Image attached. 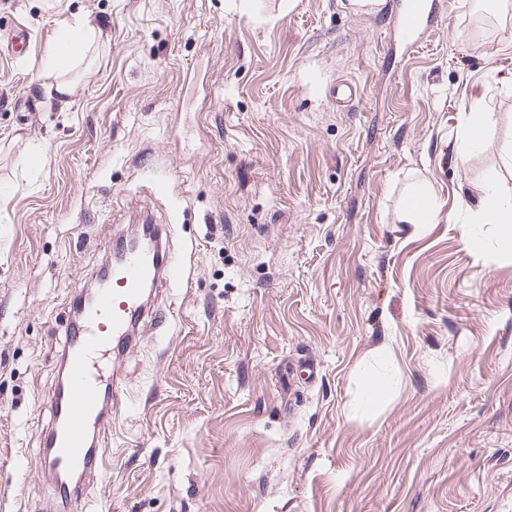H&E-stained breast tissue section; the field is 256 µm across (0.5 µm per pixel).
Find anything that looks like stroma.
I'll use <instances>...</instances> for the list:
<instances>
[{"label":"stroma","mask_w":512,"mask_h":512,"mask_svg":"<svg viewBox=\"0 0 512 512\" xmlns=\"http://www.w3.org/2000/svg\"><path fill=\"white\" fill-rule=\"evenodd\" d=\"M439 2L413 52L389 0H0L31 33L0 55V512L54 496L70 300L143 223L186 275L65 512H512V252L468 241L512 190V18L480 39V0ZM78 17L95 38L44 71ZM411 183L433 223H401ZM491 117L487 112L475 110L470 112L465 121L466 143L471 148H476L481 141V133L489 124ZM473 224H495L500 243L512 249V191L489 184L481 189Z\"/></svg>","instance_id":"obj_1"}]
</instances>
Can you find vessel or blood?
Segmentation results:
<instances>
[{
  "label": "vessel or blood",
  "instance_id": "vessel-or-blood-1",
  "mask_svg": "<svg viewBox=\"0 0 512 512\" xmlns=\"http://www.w3.org/2000/svg\"><path fill=\"white\" fill-rule=\"evenodd\" d=\"M435 0H401L399 27L410 48L420 44L421 32L431 23ZM10 58L21 60L30 52V36L16 24L0 39ZM168 227H151V241L128 247L114 244L112 264L92 302L76 292L72 309L79 320L71 325L63 348V384L51 401L53 423L44 435L42 460L56 479L57 495L84 494L79 477L98 470L107 445L112 415L122 401V386L115 373L106 372L103 360L113 347L129 350L145 310L147 292L181 281L182 264L168 252Z\"/></svg>",
  "mask_w": 512,
  "mask_h": 512
}]
</instances>
